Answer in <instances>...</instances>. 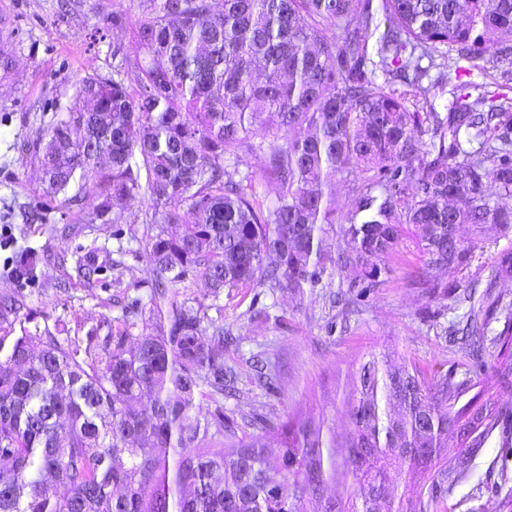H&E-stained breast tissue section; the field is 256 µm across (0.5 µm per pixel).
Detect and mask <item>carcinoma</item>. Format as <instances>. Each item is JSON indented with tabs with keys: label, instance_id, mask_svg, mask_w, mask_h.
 Listing matches in <instances>:
<instances>
[{
	"label": "carcinoma",
	"instance_id": "1",
	"mask_svg": "<svg viewBox=\"0 0 512 512\" xmlns=\"http://www.w3.org/2000/svg\"><path fill=\"white\" fill-rule=\"evenodd\" d=\"M132 33L112 77L79 84L40 160L47 197L69 205L99 192L90 223L117 236L127 201H147L150 324L132 335L135 300L122 331L83 345L18 336L23 296L0 293V512H439L493 432L512 448V408L478 388L490 358L512 359L511 308L488 336L494 313L473 285L419 276L432 299L470 302L463 327L442 326L462 335L468 361L432 374L370 353L342 401L343 437L324 417L247 396L248 412H225L241 370L210 312L222 313L226 288L303 297L336 284L329 301L346 316L382 285L404 229L427 266L454 271L470 259L459 225L512 227L509 71L480 84L455 65L443 113L420 66L448 69L452 51L471 61L486 40L498 55L485 71L512 60V0H150ZM245 154L262 157L261 175L240 171ZM258 183L273 193L265 206ZM36 262L16 254V281ZM193 277L212 302L180 298ZM250 383L278 393L277 364ZM450 434L454 465L442 455ZM399 463L428 483L397 502ZM341 466L351 483L329 496Z\"/></svg>",
	"mask_w": 512,
	"mask_h": 512
}]
</instances>
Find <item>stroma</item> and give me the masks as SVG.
Here are the masks:
<instances>
[{
	"label": "stroma",
	"mask_w": 512,
	"mask_h": 512,
	"mask_svg": "<svg viewBox=\"0 0 512 512\" xmlns=\"http://www.w3.org/2000/svg\"><path fill=\"white\" fill-rule=\"evenodd\" d=\"M147 6V0H0V36L9 38L15 58L10 76L0 79V227L11 249H30L40 258L36 277L17 284L10 277V250L0 248V290L14 288L23 295L28 331L64 329L83 337L104 320L117 331L123 326V304L148 299L153 272L145 253L144 204L129 202L118 237L111 225L83 223L98 196L87 195L80 208L48 200L37 159L19 149L67 119L84 77L111 76L113 46L128 44L129 26ZM117 13L123 14L125 28L113 27ZM457 237L472 257L451 273L427 269L414 239L405 237L385 259L383 285L345 329L333 325L318 293L301 298L286 292L259 297L251 288L225 291L220 298L224 328L239 340L228 358L277 357L282 389L271 396L257 392L256 403L281 414L296 407L315 418L330 413L342 435L349 421L335 406L348 395L369 352L404 354L431 373L463 363V351L446 344L424 321L437 304L412 282L425 272L433 279L487 288V302L512 303V277L487 284L490 266L512 251V229L492 228L477 238L463 224ZM116 261L121 270H113ZM255 298L273 318L281 316V323L251 318L248 308ZM447 512H512V454L504 452L499 437H490L472 456L468 477L449 496Z\"/></svg>",
	"instance_id": "stroma-1"
}]
</instances>
